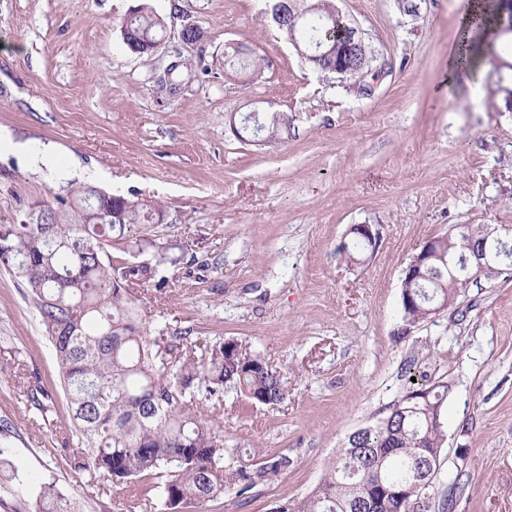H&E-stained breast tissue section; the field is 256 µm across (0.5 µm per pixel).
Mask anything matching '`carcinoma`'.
<instances>
[{
	"instance_id": "1",
	"label": "carcinoma",
	"mask_w": 512,
	"mask_h": 512,
	"mask_svg": "<svg viewBox=\"0 0 512 512\" xmlns=\"http://www.w3.org/2000/svg\"><path fill=\"white\" fill-rule=\"evenodd\" d=\"M294 13L308 25L296 39L313 54L306 63L316 72L337 75L355 84L370 68L373 51L359 42L357 27L336 9L335 0H292ZM476 17L483 39L462 44L465 64L474 61L489 39L504 36L499 7ZM166 23L145 7L121 23L128 49L165 38ZM353 45L343 73L336 74V48ZM224 65L237 71L254 66L241 47L224 55ZM288 132V116L268 119L261 134L272 139ZM113 219L82 207V223L55 224L54 208L43 211L40 224H0V262L22 279L25 295L61 366V386L71 409L75 446L65 455L78 476L103 484L129 482L139 498L128 512L159 500L167 512L188 509L224 495L227 486L244 496L288 470L285 455L246 463L241 448L224 447V433L209 424L200 402L223 397L234 388L252 402L278 406L288 397L282 376L265 358L234 340L210 342L173 337L160 348L150 336L143 313L150 298L137 289L158 268L173 262L157 249L153 268L138 266L110 251L112 239H127L135 228L153 221L150 205L128 195L114 205ZM488 251L494 267L512 266V231L487 235L482 224H460L440 242L422 275L402 284L412 298L402 304L403 321L413 324L456 299L467 286V264L473 254ZM124 287H112L114 275ZM202 354H197V351ZM451 388L444 384L411 389L376 423L348 437L336 463L315 489L275 512H434L437 473L416 474L421 458L437 464L446 443L443 408ZM32 408L49 411V394L27 390ZM63 492L53 481L41 483L35 512H58Z\"/></svg>"
}]
</instances>
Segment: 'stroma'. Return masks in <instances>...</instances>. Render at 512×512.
<instances>
[{"instance_id":"obj_1","label":"stroma","mask_w":512,"mask_h":512,"mask_svg":"<svg viewBox=\"0 0 512 512\" xmlns=\"http://www.w3.org/2000/svg\"><path fill=\"white\" fill-rule=\"evenodd\" d=\"M468 0H336L384 72L372 95L346 90L297 55L268 0H0V224H76V188L134 194L159 208L143 249L112 252L169 264L148 284L152 335L234 340L265 356L288 386L270 407L225 390L203 408L230 448L287 455L284 474L240 497L236 487L196 512H273L308 495L348 436L400 401L411 381L450 383L436 492L461 487L454 512H512V267L462 290L456 303L402 333L403 269L457 224L512 225V111L497 81L512 74L501 44L469 78L440 86ZM167 25L151 56L124 45L130 9ZM187 24L176 93L158 74ZM260 59L253 79L224 72V47ZM208 65L193 78L188 69ZM287 114L285 138H236L231 117ZM52 146L54 168L31 155ZM369 224L375 249L348 254ZM50 397L47 416L27 387ZM71 413L60 365L0 265V512H30L32 485L55 477L75 512H126L131 486L75 480L64 461Z\"/></svg>"}]
</instances>
